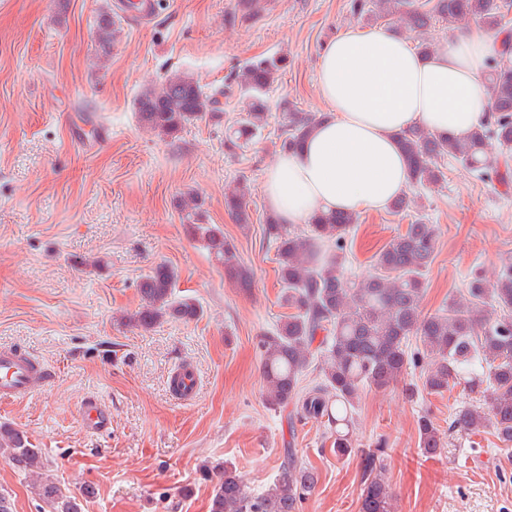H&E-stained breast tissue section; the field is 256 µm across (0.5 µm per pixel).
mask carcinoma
I'll return each instance as SVG.
<instances>
[{
  "label": "carcinoma",
  "instance_id": "obj_1",
  "mask_svg": "<svg viewBox=\"0 0 512 512\" xmlns=\"http://www.w3.org/2000/svg\"><path fill=\"white\" fill-rule=\"evenodd\" d=\"M354 15L368 24L397 16L418 38V48H432L424 34L435 22L456 26L475 20L491 31L506 24L512 0H351ZM117 23L112 10L96 19V39L103 50L112 45ZM286 65L283 57L251 61L236 76L237 89L250 103L235 120L237 146L261 136L268 118L266 92ZM490 95L488 117L465 141L437 136L416 127L404 132L400 146L409 163V182L431 186L444 178L441 160L450 156L482 180L507 182L512 150V43L493 59L485 77ZM222 88L207 92L192 76L169 74L140 91L134 111L140 125L175 139L188 124L224 112ZM280 149L297 148L319 116L298 112L283 104ZM494 144L498 152L488 151ZM244 182L224 197V206L239 224L250 223ZM205 200L197 192L177 199L188 232L224 267L234 287L248 292L251 271L218 224L205 222ZM348 212L321 214L296 232L270 216L265 236L276 246L277 275L283 305L291 312L273 331L258 337L264 399L272 408L293 406L299 420L327 427L336 454L351 450L350 427L354 402L364 386L386 390L402 385L405 398L414 402L423 394L441 395L461 386L472 398L449 413L448 431L478 435L493 430L498 439L512 442V265L503 267L494 282L475 274L465 293L452 298L434 313L421 302L425 274L433 262L436 238L431 225L420 220L407 225L377 254L376 271L351 280L342 270L346 234L357 223ZM178 274L166 264L156 265L139 283L141 304L129 323L149 330L167 319L189 322L203 309L195 298L176 292ZM319 380L300 386L311 366ZM409 367L420 369V383L405 380ZM420 447L428 454L444 449L443 436L429 414L417 421ZM0 458L19 472L35 478L38 512H82L81 504L51 474L48 459L24 432L0 424ZM365 480L360 512H394V495L382 476L380 457L364 455ZM211 482L209 512H300L318 482L315 470L289 448L273 483L252 492L235 467L222 464L203 468Z\"/></svg>",
  "mask_w": 512,
  "mask_h": 512
}]
</instances>
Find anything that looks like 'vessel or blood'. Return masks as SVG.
<instances>
[{
    "label": "vessel or blood",
    "instance_id": "vessel-or-blood-1",
    "mask_svg": "<svg viewBox=\"0 0 512 512\" xmlns=\"http://www.w3.org/2000/svg\"><path fill=\"white\" fill-rule=\"evenodd\" d=\"M55 380L54 368L30 352L11 345L0 346V402L28 398L50 387ZM199 386V377L189 365L178 366L170 377L173 396L181 403L195 400ZM80 417L92 434L102 435L112 430V412L97 400H87L80 409Z\"/></svg>",
    "mask_w": 512,
    "mask_h": 512
}]
</instances>
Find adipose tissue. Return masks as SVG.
I'll return each mask as SVG.
<instances>
[{
    "mask_svg": "<svg viewBox=\"0 0 512 512\" xmlns=\"http://www.w3.org/2000/svg\"><path fill=\"white\" fill-rule=\"evenodd\" d=\"M501 36L452 32L429 58L394 34L350 28L322 50L317 92L329 108L294 151L278 156L264 193L284 224L336 211L386 209L409 185L398 134L426 127L465 140L487 114L484 76Z\"/></svg>",
    "mask_w": 512,
    "mask_h": 512,
    "instance_id": "ef3b65f1",
    "label": "adipose tissue"
}]
</instances>
